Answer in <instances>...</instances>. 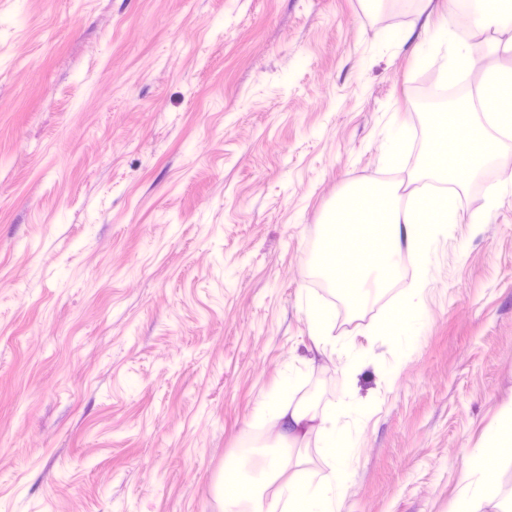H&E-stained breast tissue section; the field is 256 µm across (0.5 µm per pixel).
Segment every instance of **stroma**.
I'll return each instance as SVG.
<instances>
[{"mask_svg":"<svg viewBox=\"0 0 512 512\" xmlns=\"http://www.w3.org/2000/svg\"><path fill=\"white\" fill-rule=\"evenodd\" d=\"M439 6L0 0V512H247L225 469L261 446L310 507L342 459L335 512H512V194L425 167ZM474 40L481 129L512 30ZM383 183L464 209L340 317L312 246ZM270 399L311 432L250 433Z\"/></svg>","mask_w":512,"mask_h":512,"instance_id":"stroma-1","label":"stroma"}]
</instances>
